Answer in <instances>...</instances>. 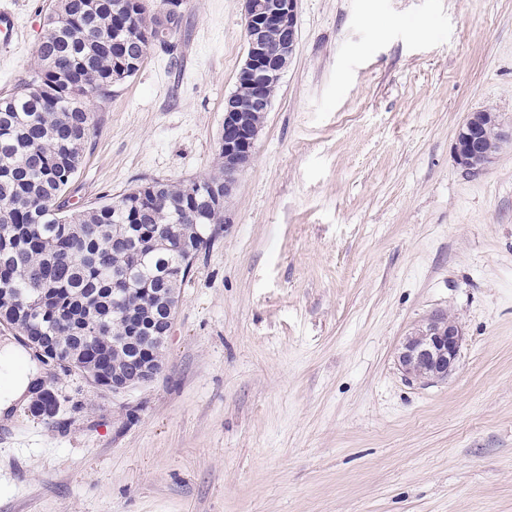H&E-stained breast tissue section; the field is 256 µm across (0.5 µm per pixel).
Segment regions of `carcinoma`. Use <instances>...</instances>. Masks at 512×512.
I'll return each instance as SVG.
<instances>
[{
	"instance_id": "cac0c4a2",
	"label": "carcinoma",
	"mask_w": 512,
	"mask_h": 512,
	"mask_svg": "<svg viewBox=\"0 0 512 512\" xmlns=\"http://www.w3.org/2000/svg\"><path fill=\"white\" fill-rule=\"evenodd\" d=\"M179 23L142 0H58L45 21L38 67L0 96V324L55 340L66 370H135L129 354L100 344L144 320L155 290L179 291L192 271L179 240L201 251L224 223V164L199 181L152 180L118 199L70 209L72 185L97 128L91 96L133 76ZM132 270L113 311V278Z\"/></svg>"
}]
</instances>
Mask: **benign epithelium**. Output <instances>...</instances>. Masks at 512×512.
Here are the masks:
<instances>
[{
  "mask_svg": "<svg viewBox=\"0 0 512 512\" xmlns=\"http://www.w3.org/2000/svg\"><path fill=\"white\" fill-rule=\"evenodd\" d=\"M298 0H243L247 30V51L238 75L237 90L224 103V132L221 148L224 163V199L233 194L238 174L253 157L262 123L249 112H268L272 89L279 85L297 42ZM512 141L498 113L491 110L471 112L460 127L454 146L456 163L467 173L478 176L487 170L501 144ZM464 329L447 316L435 312L410 332L397 352L398 366L411 380L434 383L454 371L464 340ZM163 363L147 361L131 374L116 372L105 387L121 394L154 380ZM58 400L55 391L42 382L32 393L28 411L54 419L60 405H44L46 398Z\"/></svg>",
  "mask_w": 512,
  "mask_h": 512,
  "instance_id": "benign-epithelium-1",
  "label": "benign epithelium"
}]
</instances>
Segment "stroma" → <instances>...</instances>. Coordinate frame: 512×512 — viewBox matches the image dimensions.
<instances>
[{
	"label": "stroma",
	"mask_w": 512,
	"mask_h": 512,
	"mask_svg": "<svg viewBox=\"0 0 512 512\" xmlns=\"http://www.w3.org/2000/svg\"><path fill=\"white\" fill-rule=\"evenodd\" d=\"M167 46L90 106L71 204L209 177L246 56L241 0H178ZM27 80L55 0H10ZM297 46L227 228L180 294L164 367L115 395L40 364L55 421L0 420V512H512V0H298ZM465 331L447 381L403 338ZM506 139L512 141V129L504 130L497 112L469 113L456 137L455 161L467 173L478 176L487 170ZM464 336L461 325L435 312L404 338L397 352L398 366L411 381L446 380L455 369Z\"/></svg>",
	"instance_id": "stroma-1"
}]
</instances>
